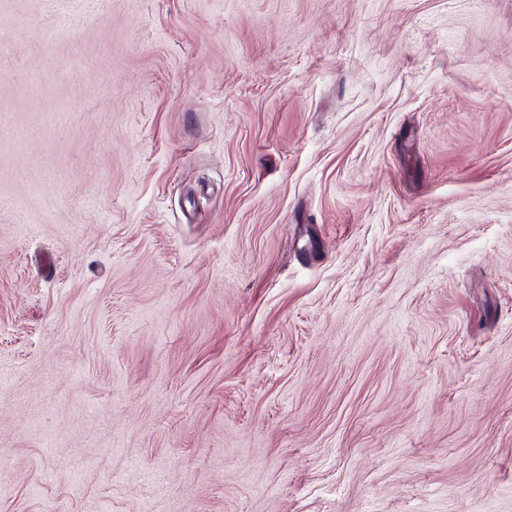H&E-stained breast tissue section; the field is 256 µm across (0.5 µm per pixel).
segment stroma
Here are the masks:
<instances>
[{"label": "stroma", "mask_w": 512, "mask_h": 512, "mask_svg": "<svg viewBox=\"0 0 512 512\" xmlns=\"http://www.w3.org/2000/svg\"><path fill=\"white\" fill-rule=\"evenodd\" d=\"M512 512V0H0V512Z\"/></svg>", "instance_id": "1"}]
</instances>
